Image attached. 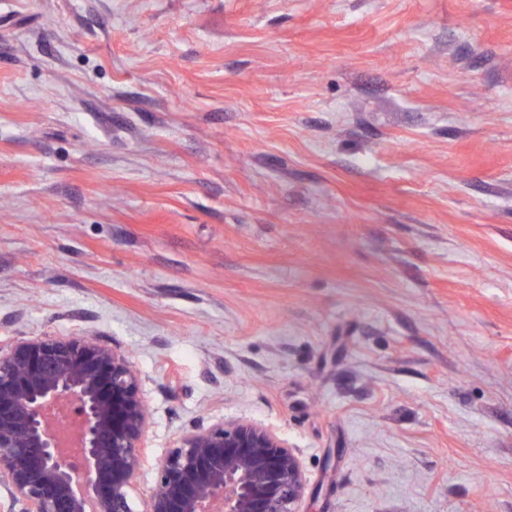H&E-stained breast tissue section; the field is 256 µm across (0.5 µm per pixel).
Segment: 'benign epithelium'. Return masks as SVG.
<instances>
[{"instance_id":"1","label":"benign epithelium","mask_w":512,"mask_h":512,"mask_svg":"<svg viewBox=\"0 0 512 512\" xmlns=\"http://www.w3.org/2000/svg\"><path fill=\"white\" fill-rule=\"evenodd\" d=\"M77 422L65 457L49 422ZM148 411L129 357L94 336L31 337L0 352V496L9 512H301L306 477L295 452L250 422L180 437L155 464V487L135 510L147 463Z\"/></svg>"}]
</instances>
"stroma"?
<instances>
[{"label":"stroma","instance_id":"stroma-1","mask_svg":"<svg viewBox=\"0 0 512 512\" xmlns=\"http://www.w3.org/2000/svg\"><path fill=\"white\" fill-rule=\"evenodd\" d=\"M73 334L153 462L238 420L302 512H512V0H0V350Z\"/></svg>","mask_w":512,"mask_h":512}]
</instances>
